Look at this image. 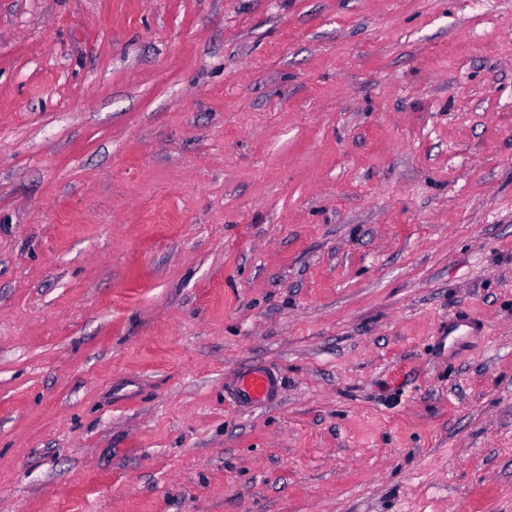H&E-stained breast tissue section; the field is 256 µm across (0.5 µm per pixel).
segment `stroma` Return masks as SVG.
Instances as JSON below:
<instances>
[{"label":"stroma","instance_id":"stroma-1","mask_svg":"<svg viewBox=\"0 0 512 512\" xmlns=\"http://www.w3.org/2000/svg\"><path fill=\"white\" fill-rule=\"evenodd\" d=\"M0 512H512V0H0ZM281 392L277 373L264 367L252 368L242 375L235 377L232 393L236 403L254 405L271 402Z\"/></svg>","mask_w":512,"mask_h":512}]
</instances>
